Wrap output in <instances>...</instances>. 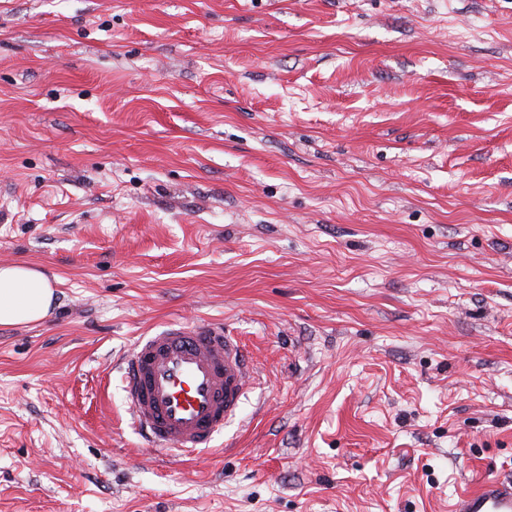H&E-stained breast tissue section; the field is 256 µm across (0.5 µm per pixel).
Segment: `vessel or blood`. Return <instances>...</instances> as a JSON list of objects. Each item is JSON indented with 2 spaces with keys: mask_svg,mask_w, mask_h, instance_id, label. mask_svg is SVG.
Returning a JSON list of instances; mask_svg holds the SVG:
<instances>
[{
  "mask_svg": "<svg viewBox=\"0 0 512 512\" xmlns=\"http://www.w3.org/2000/svg\"><path fill=\"white\" fill-rule=\"evenodd\" d=\"M255 380L242 344L218 324L168 325L140 338L124 361L138 431L171 456L212 447ZM451 512H512V484L485 476L458 492Z\"/></svg>",
  "mask_w": 512,
  "mask_h": 512,
  "instance_id": "1",
  "label": "vessel or blood"
}]
</instances>
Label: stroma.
Masks as SVG:
<instances>
[{
	"label": "stroma",
	"mask_w": 512,
	"mask_h": 512,
	"mask_svg": "<svg viewBox=\"0 0 512 512\" xmlns=\"http://www.w3.org/2000/svg\"><path fill=\"white\" fill-rule=\"evenodd\" d=\"M0 512H449L512 483V0H0ZM223 325L212 449L119 363ZM55 283L25 264L0 265V327L38 324L56 306ZM255 380L242 344L218 324H170L140 338L124 361L138 431L170 456L212 448Z\"/></svg>",
	"instance_id": "obj_1"
}]
</instances>
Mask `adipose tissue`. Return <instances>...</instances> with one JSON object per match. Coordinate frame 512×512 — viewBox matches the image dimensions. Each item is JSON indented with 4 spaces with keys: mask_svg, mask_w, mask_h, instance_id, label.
Instances as JSON below:
<instances>
[{
    "mask_svg": "<svg viewBox=\"0 0 512 512\" xmlns=\"http://www.w3.org/2000/svg\"><path fill=\"white\" fill-rule=\"evenodd\" d=\"M56 300L55 284L41 270L0 265V327L41 323L51 316Z\"/></svg>",
    "mask_w": 512,
    "mask_h": 512,
    "instance_id": "adipose-tissue-1",
    "label": "adipose tissue"
}]
</instances>
